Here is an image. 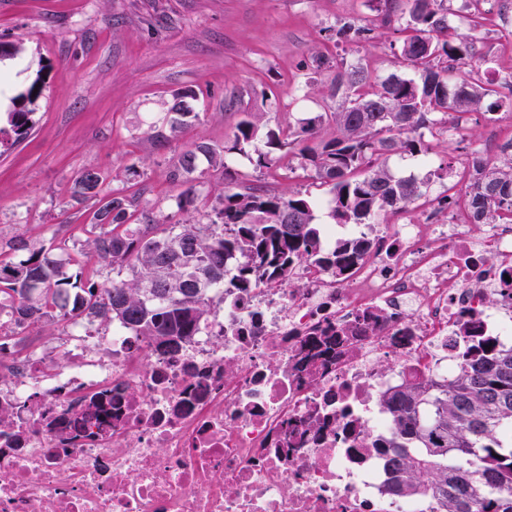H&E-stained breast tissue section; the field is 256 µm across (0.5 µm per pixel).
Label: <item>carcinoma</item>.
Wrapping results in <instances>:
<instances>
[{
    "mask_svg": "<svg viewBox=\"0 0 512 512\" xmlns=\"http://www.w3.org/2000/svg\"><path fill=\"white\" fill-rule=\"evenodd\" d=\"M385 22L404 21L401 67L414 76L374 77L363 63H340L328 94L338 99L331 112L260 134L256 115L243 113L224 145L193 142L177 154L169 171L184 187L179 209L194 203V174L201 161L224 169L219 206L205 223L169 224L152 219L128 223L136 198L103 193L108 175L86 168L73 184V199L93 202L95 211L77 255L66 240L36 242L19 232L0 249L20 256L0 265V328L41 329L89 318L108 327L118 322L159 354H177L210 315L209 288L247 290L288 280L297 266L333 267L345 278L361 258L352 243L324 255L319 249V202L301 192L276 193L242 185L226 157L245 155L258 169L279 153L300 156L329 187L331 217L337 224H370L381 212L409 210L422 196L413 177L394 176L385 156L429 152L431 136L461 134L463 115L500 107L492 68L487 77H456L472 59V39L451 30L445 0H390ZM368 29L346 23L337 37L355 41ZM38 82L16 97L7 123L22 136L33 127L32 97ZM191 90L173 94L160 145L179 139L197 113L184 108ZM335 135L317 139L320 126ZM465 197L470 223L512 221V157L497 163L474 159ZM112 267V282L97 280L96 265ZM232 269L224 280L226 269ZM394 416L386 444L390 489L427 496L438 512H512V349H484L473 355L456 379L428 389L406 387L385 399Z\"/></svg>",
    "mask_w": 512,
    "mask_h": 512,
    "instance_id": "cac0c4a2",
    "label": "carcinoma"
}]
</instances>
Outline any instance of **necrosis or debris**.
Returning a JSON list of instances; mask_svg holds the SVG:
<instances>
[{"mask_svg": "<svg viewBox=\"0 0 512 512\" xmlns=\"http://www.w3.org/2000/svg\"><path fill=\"white\" fill-rule=\"evenodd\" d=\"M343 237L369 243L349 279L302 265L286 285L210 289L175 358L77 321L1 360L0 512H436L388 490L384 400L455 379L479 340L512 348V224H329L322 249ZM328 331L349 344L297 367ZM94 395L100 420L53 428Z\"/></svg>", "mask_w": 512, "mask_h": 512, "instance_id": "4bbe7bcc", "label": "necrosis or debris"}]
</instances>
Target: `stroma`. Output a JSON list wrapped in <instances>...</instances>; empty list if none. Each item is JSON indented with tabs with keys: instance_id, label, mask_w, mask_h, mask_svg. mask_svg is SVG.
I'll list each match as a JSON object with an SVG mask.
<instances>
[{
	"instance_id": "obj_1",
	"label": "stroma",
	"mask_w": 512,
	"mask_h": 512,
	"mask_svg": "<svg viewBox=\"0 0 512 512\" xmlns=\"http://www.w3.org/2000/svg\"><path fill=\"white\" fill-rule=\"evenodd\" d=\"M447 7L488 14L474 33L467 72L479 78L492 67L504 105L465 115L466 137L431 138L430 167L389 157L395 175L423 184L411 217L427 213L437 224L446 221L440 197L459 183L470 148L512 138V0H448ZM385 10L381 0H0V42L21 47L0 61L7 76L0 89V237L22 227L36 241L53 234L77 240L92 206L75 204L72 186L86 168L107 173L106 191L138 194L140 211L161 223L205 219L225 170L200 165L195 203L178 209L180 189L169 170L182 144H224L244 111L256 113L265 130L328 111L335 105L326 95L329 66L336 62H366L378 78L399 72L401 34L383 24ZM348 21L368 28L365 40H337ZM323 57L328 67H320ZM39 75L34 125L15 137L6 113ZM185 88L195 93L197 119L180 140L155 145L151 127L173 91ZM227 164L246 183L319 200L317 221L329 223L327 189L300 157L281 156L261 170L239 155Z\"/></svg>"
}]
</instances>
